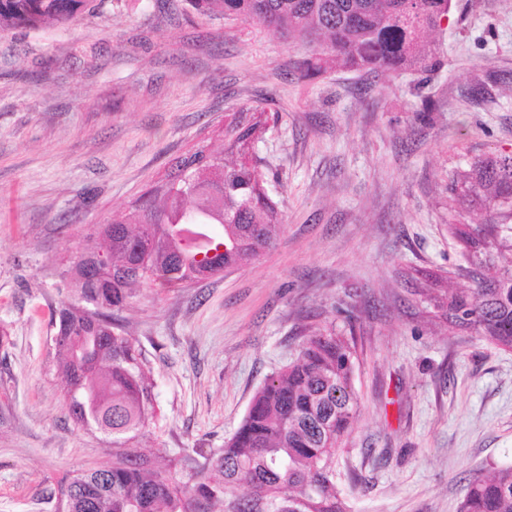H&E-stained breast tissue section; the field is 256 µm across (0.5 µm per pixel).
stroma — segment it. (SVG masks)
Wrapping results in <instances>:
<instances>
[{"label": "stroma", "instance_id": "1", "mask_svg": "<svg viewBox=\"0 0 512 512\" xmlns=\"http://www.w3.org/2000/svg\"><path fill=\"white\" fill-rule=\"evenodd\" d=\"M44 32L0 33V512H59L60 489L112 459L76 424L52 310L67 271L173 160L224 146L239 112L278 201L274 248L118 314L151 369L137 452L204 461L310 328L353 338L359 414L336 454L349 512H459L468 481L512 466V351L449 327L467 288L452 228L490 217L448 177L512 151V0H456L430 70L302 76L296 38L188 0H95Z\"/></svg>", "mask_w": 512, "mask_h": 512}]
</instances>
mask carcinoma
Wrapping results in <instances>:
<instances>
[{
  "label": "carcinoma",
  "instance_id": "carcinoma-1",
  "mask_svg": "<svg viewBox=\"0 0 512 512\" xmlns=\"http://www.w3.org/2000/svg\"><path fill=\"white\" fill-rule=\"evenodd\" d=\"M203 15L244 17L272 35L311 47L303 76L321 75L330 60L355 71L391 72L418 61L424 33L438 28L453 0H188ZM94 9L93 0H0V31L39 32L64 26ZM257 119L238 115L224 125V150L202 146L176 159L166 178L106 225L91 253L112 267V309L90 316L69 303L58 309L55 355L68 408L80 425L112 436V464L86 470L69 483L68 512H347L335 482L334 458L359 410L353 385L355 346L333 330L305 337L296 359L272 373L253 397L234 434L205 462L185 456L164 468L130 449L155 418L153 381L134 339L113 330L114 313L137 288L182 285L204 266L217 276L272 249L282 232L278 204L254 166L227 159L249 148ZM482 199L496 221L456 224L473 287L452 292L437 308L448 323L512 350V153L479 159L452 177ZM176 224H218L212 244L192 251ZM138 230L153 241L137 252ZM214 255H209V252ZM204 253L200 259L196 254ZM190 470L181 484L175 473ZM245 486L244 497L236 490ZM460 512H512V467L472 480Z\"/></svg>",
  "mask_w": 512,
  "mask_h": 512
}]
</instances>
